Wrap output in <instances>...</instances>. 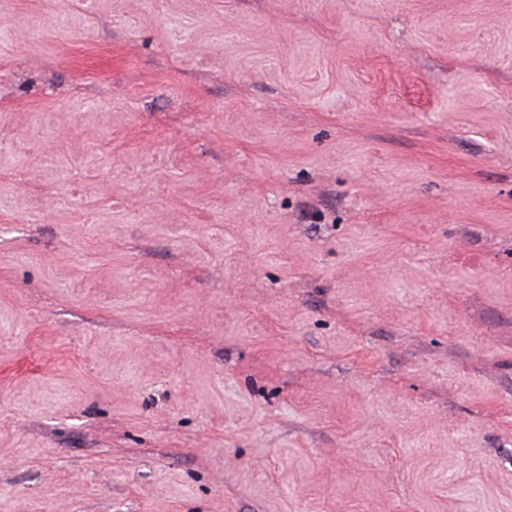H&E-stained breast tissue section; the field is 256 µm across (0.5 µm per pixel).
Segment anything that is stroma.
Instances as JSON below:
<instances>
[{"mask_svg": "<svg viewBox=\"0 0 512 512\" xmlns=\"http://www.w3.org/2000/svg\"><path fill=\"white\" fill-rule=\"evenodd\" d=\"M0 512H512V0H0Z\"/></svg>", "mask_w": 512, "mask_h": 512, "instance_id": "1", "label": "stroma"}]
</instances>
